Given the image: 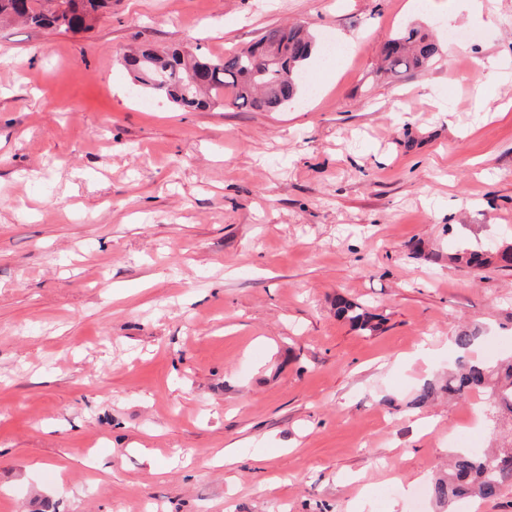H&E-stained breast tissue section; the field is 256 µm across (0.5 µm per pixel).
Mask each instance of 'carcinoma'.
Returning a JSON list of instances; mask_svg holds the SVG:
<instances>
[{
  "label": "carcinoma",
  "instance_id": "carcinoma-1",
  "mask_svg": "<svg viewBox=\"0 0 512 512\" xmlns=\"http://www.w3.org/2000/svg\"><path fill=\"white\" fill-rule=\"evenodd\" d=\"M112 0H0V21L14 20L31 28L63 29L79 33L92 28ZM315 49L303 25L275 26L253 44L222 58L190 51L143 49L124 57L140 86L167 98L184 111L204 110L224 102L236 108L270 111L293 102L298 95L303 65ZM439 54L437 43L421 30L398 31L383 51L385 71L394 75L425 73ZM512 261V246L491 251L462 250L450 260L472 270L486 269L495 259ZM340 317L361 330L374 331L375 317L365 309L340 301ZM481 339L477 326H466L453 337L457 349L468 352ZM448 396L462 399L484 393L479 407L489 423L490 440L498 430L512 427V359L493 365L458 361L442 385ZM448 472L436 477L431 495L442 512H456L474 497L493 498L512 486V440L476 451L456 449Z\"/></svg>",
  "mask_w": 512,
  "mask_h": 512
}]
</instances>
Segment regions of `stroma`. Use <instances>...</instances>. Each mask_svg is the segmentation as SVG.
Wrapping results in <instances>:
<instances>
[{"label": "stroma", "instance_id": "stroma-1", "mask_svg": "<svg viewBox=\"0 0 512 512\" xmlns=\"http://www.w3.org/2000/svg\"><path fill=\"white\" fill-rule=\"evenodd\" d=\"M286 23L342 53L273 111L184 112L123 62ZM408 25L441 56L388 77ZM508 244L512 0H112L80 33L0 25V512H432L456 433L487 432L478 395L416 396L463 326L483 361L512 355V270L448 256ZM336 311L338 316L348 319L361 330L375 331L378 327L377 323H374L376 317L357 305L340 301L337 304Z\"/></svg>", "mask_w": 512, "mask_h": 512}]
</instances>
